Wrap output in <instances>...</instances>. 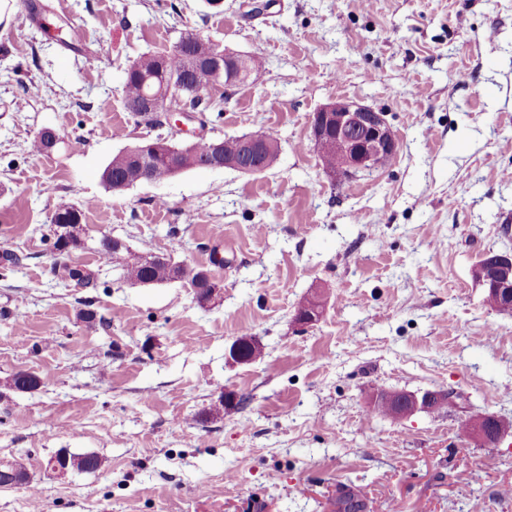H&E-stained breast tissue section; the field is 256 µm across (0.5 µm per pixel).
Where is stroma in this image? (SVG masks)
Listing matches in <instances>:
<instances>
[{"instance_id":"stroma-1","label":"stroma","mask_w":512,"mask_h":512,"mask_svg":"<svg viewBox=\"0 0 512 512\" xmlns=\"http://www.w3.org/2000/svg\"><path fill=\"white\" fill-rule=\"evenodd\" d=\"M258 2L16 0L0 24V253L20 258L0 260V462L30 476L0 512H329L344 483L370 512H512V431L488 445L458 425L466 407L512 423V315L472 277L512 251V0ZM190 32L265 60L256 83L207 89L224 112L206 137L271 130L279 155L112 192L113 155L174 133L134 122L124 70ZM339 98L386 113L390 165L323 170L311 118ZM45 128L60 144L32 153ZM62 205L86 208L74 257L97 288L52 270ZM104 235L221 292L118 282ZM317 293L321 318L296 324ZM240 337L260 359L229 358ZM19 371L38 389H11ZM377 389L463 400L395 421L368 416ZM228 392L245 404L210 414ZM62 449L105 463L47 470Z\"/></svg>"}]
</instances>
